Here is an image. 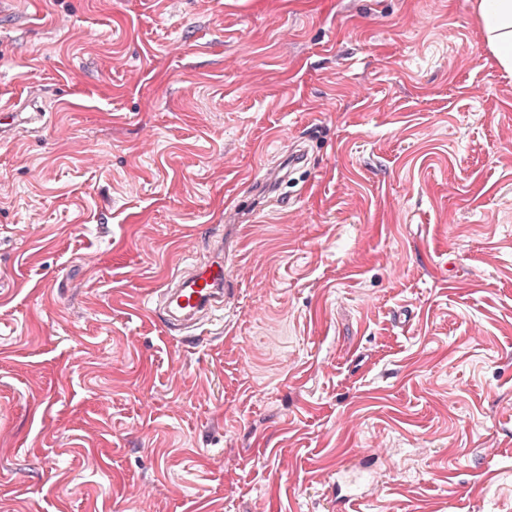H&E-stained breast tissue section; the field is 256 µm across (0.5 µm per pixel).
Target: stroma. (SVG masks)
<instances>
[{
	"label": "stroma",
	"mask_w": 512,
	"mask_h": 512,
	"mask_svg": "<svg viewBox=\"0 0 512 512\" xmlns=\"http://www.w3.org/2000/svg\"><path fill=\"white\" fill-rule=\"evenodd\" d=\"M477 0H0V512H512V72ZM307 161L239 223L289 149ZM223 311L147 299L205 254ZM227 262L221 243L209 260L171 277L157 290L159 302L148 313L166 334L180 332L183 338L190 337L210 309L224 304L231 293V281L224 274Z\"/></svg>",
	"instance_id": "1"
}]
</instances>
